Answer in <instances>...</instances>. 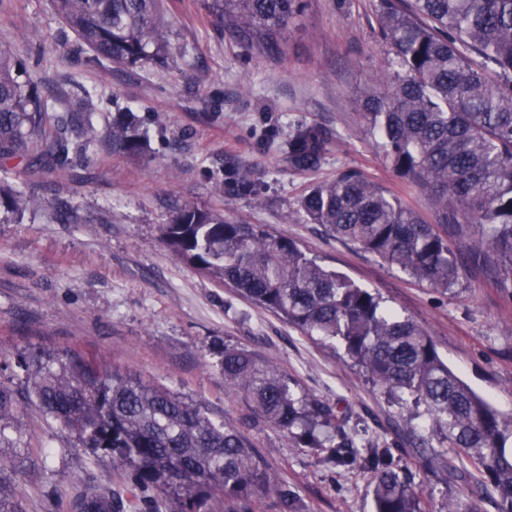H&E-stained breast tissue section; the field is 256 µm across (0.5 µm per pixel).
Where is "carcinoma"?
<instances>
[{"label":"carcinoma","instance_id":"carcinoma-1","mask_svg":"<svg viewBox=\"0 0 512 512\" xmlns=\"http://www.w3.org/2000/svg\"><path fill=\"white\" fill-rule=\"evenodd\" d=\"M60 20L97 60L135 66L170 52L162 0H53ZM224 34L262 54L281 51L300 0H203ZM376 23L389 46L377 79L359 92L368 133L406 186L427 194L428 222L402 194L348 167L309 185L297 213L332 238L349 242L434 288L448 289L461 267L448 228L472 238L468 262L512 295V0H378ZM87 150L96 140L90 96L67 111L53 104L9 49L0 47V157H24L30 172L63 171L71 133ZM116 153L135 154L144 136L127 115L107 128ZM329 138L317 124L289 126L282 156L295 172L319 169ZM25 192L0 184V213L15 218ZM163 239L200 274L235 288L321 341L339 344L373 388L408 412L406 426L428 423L448 474L485 479L497 512H512V417H505L441 359L428 332L383 306L382 299L328 270L300 246L261 224H245L187 203ZM24 380L0 381V451L22 459L21 403L73 438L77 448L107 454L130 470L135 487L176 505L171 512H240L239 504L278 499L298 512L295 488L272 479L266 461L236 427L207 409L120 366L106 367L71 348L23 351ZM224 387L245 396L295 446L326 448L336 467L372 473L373 512H424L421 486L400 476L392 448L361 455L348 417L298 389L276 362L232 345L221 360ZM108 484H74L68 512H119ZM0 512H23L0 468Z\"/></svg>","mask_w":512,"mask_h":512}]
</instances>
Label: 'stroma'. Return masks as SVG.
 <instances>
[{
  "instance_id": "1",
  "label": "stroma",
  "mask_w": 512,
  "mask_h": 512,
  "mask_svg": "<svg viewBox=\"0 0 512 512\" xmlns=\"http://www.w3.org/2000/svg\"><path fill=\"white\" fill-rule=\"evenodd\" d=\"M377 2L305 0L283 35L282 54L269 56L229 41L201 0H164L171 54L126 67L99 63L80 48L52 0H0V46L24 63L57 110L86 90L97 122L129 112L146 134L141 153L117 154L102 141L61 172L33 176L24 160H0V182L28 185L41 199L22 220L0 221V379H8L18 351L79 349L237 427L271 476L296 488L299 512H372L369 473L295 447L248 401L225 391L224 347H244L346 410L349 428L365 441L394 446L398 468L424 487L425 512L451 501L461 512L474 504L496 512L491 500L473 501L464 482L449 478L441 456H419L403 429L404 409L374 390L343 351L199 274L162 237L176 211L194 203L293 239L322 266L423 325L449 368L512 416V296L470 267L450 289L430 287L293 216L308 185L346 167L430 211L420 190L402 188L356 104L387 61ZM299 122L319 124L330 137L323 165L310 174L281 158L280 143ZM231 168L253 174V191L227 179ZM21 427L33 450L16 477L24 512H63L78 479L111 485L124 512H164L149 494H132L130 474L114 471L110 457L73 448L34 406H25Z\"/></svg>"
}]
</instances>
